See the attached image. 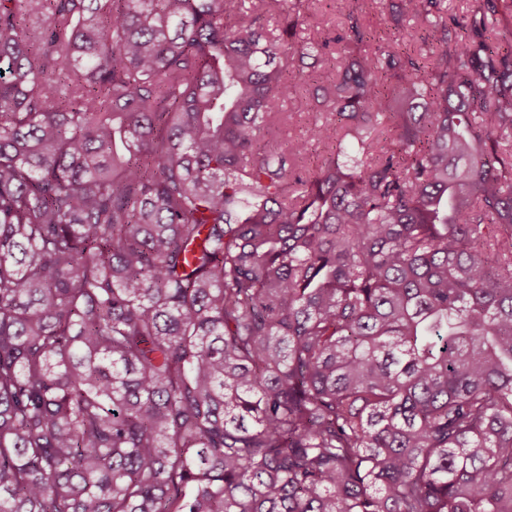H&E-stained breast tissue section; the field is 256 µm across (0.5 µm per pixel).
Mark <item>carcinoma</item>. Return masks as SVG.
Wrapping results in <instances>:
<instances>
[{"label": "carcinoma", "instance_id": "carcinoma-1", "mask_svg": "<svg viewBox=\"0 0 512 512\" xmlns=\"http://www.w3.org/2000/svg\"><path fill=\"white\" fill-rule=\"evenodd\" d=\"M311 2L0 0V512H512L508 5ZM350 0H318L312 7L313 16L309 30L305 35L314 41H320L328 35H333L344 21V15L349 9ZM378 4H373L366 9V23L374 31L376 41L374 44L383 46L395 45V35L389 21V12L391 5L397 0H376ZM379 1H381L379 3ZM321 67L316 69L307 84H302L291 96L283 107L284 112L291 114L289 123L282 128L280 138L282 141H288V137H302L305 133V127L313 119L316 112V101L313 98V91L316 85L321 84L319 73Z\"/></svg>", "mask_w": 512, "mask_h": 512}]
</instances>
